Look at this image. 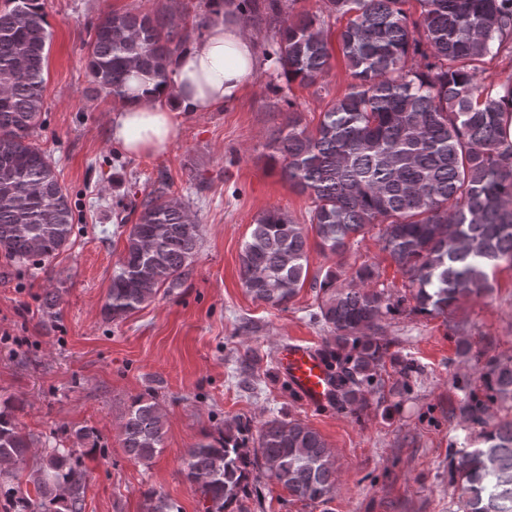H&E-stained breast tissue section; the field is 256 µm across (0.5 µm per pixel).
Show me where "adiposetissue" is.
Instances as JSON below:
<instances>
[{"mask_svg":"<svg viewBox=\"0 0 512 512\" xmlns=\"http://www.w3.org/2000/svg\"><path fill=\"white\" fill-rule=\"evenodd\" d=\"M261 65L254 40L234 6L212 15L203 35L173 61L175 101L154 82L132 77L111 119L112 141L130 155L157 154L176 134L177 112H215L242 96Z\"/></svg>","mask_w":512,"mask_h":512,"instance_id":"obj_1","label":"adipose tissue"}]
</instances>
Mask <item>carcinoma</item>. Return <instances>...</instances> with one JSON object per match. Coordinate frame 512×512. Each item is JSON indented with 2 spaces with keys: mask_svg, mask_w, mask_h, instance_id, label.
<instances>
[{
  "mask_svg": "<svg viewBox=\"0 0 512 512\" xmlns=\"http://www.w3.org/2000/svg\"><path fill=\"white\" fill-rule=\"evenodd\" d=\"M0 10V252L42 265L70 244L74 215L56 169L31 136L44 109L50 33L40 0H6ZM295 0H238L245 25L281 19ZM327 0L328 16L347 19L337 40L352 83L328 102L314 128L296 112L266 148L289 186L312 199L317 245L340 254L351 237L379 225L382 250L407 276L409 294L367 288L378 267L360 265L351 280L327 270L308 278V231L279 208L261 212L240 255L239 276L253 299L285 306L304 287L324 293L319 318L330 336L321 355L333 371L336 401L362 407L382 386L385 357L404 378L417 367L388 354L378 337L390 315L446 316L491 288L490 274L512 267V147L503 148L504 100L512 75L485 76V59L512 54V0ZM327 22L299 12L282 19L274 55L288 82L320 84L331 70ZM189 33L172 16L110 11L87 43L96 88L121 101L142 76L173 90L169 66ZM502 88L505 95L497 96ZM102 307L122 320L161 288L180 287L198 255L201 225L189 205L153 191L140 202ZM483 395L469 393L463 421L480 429L448 464L466 512H512V418L483 427L487 406L512 400V364L490 361ZM20 403L0 395V512H83L84 458L100 450L92 427L59 428L44 441L19 427ZM123 448L148 463L162 451L165 413L154 393L135 397L121 424ZM42 443L29 483H16L30 448ZM183 473L208 503L227 512L260 480L312 504L328 502L336 483L331 452L306 423L274 417L258 434L237 421L186 451ZM147 512H181L163 493L144 491Z\"/></svg>",
  "mask_w": 512,
  "mask_h": 512,
  "instance_id": "carcinoma-1",
  "label": "carcinoma"
}]
</instances>
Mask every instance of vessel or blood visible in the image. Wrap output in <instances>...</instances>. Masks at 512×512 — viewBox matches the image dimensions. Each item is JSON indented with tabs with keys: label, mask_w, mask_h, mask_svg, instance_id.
<instances>
[{
	"label": "vessel or blood",
	"mask_w": 512,
	"mask_h": 512,
	"mask_svg": "<svg viewBox=\"0 0 512 512\" xmlns=\"http://www.w3.org/2000/svg\"><path fill=\"white\" fill-rule=\"evenodd\" d=\"M277 367L306 406L325 407L335 399L330 371L315 347L284 343L277 351Z\"/></svg>",
	"instance_id": "vessel-or-blood-1"
}]
</instances>
